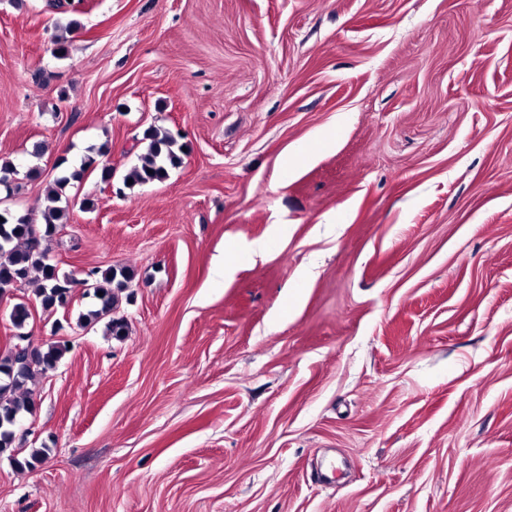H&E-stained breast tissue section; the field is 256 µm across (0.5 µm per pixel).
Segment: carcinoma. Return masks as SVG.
I'll list each match as a JSON object with an SVG mask.
<instances>
[{
  "label": "carcinoma",
  "mask_w": 512,
  "mask_h": 512,
  "mask_svg": "<svg viewBox=\"0 0 512 512\" xmlns=\"http://www.w3.org/2000/svg\"><path fill=\"white\" fill-rule=\"evenodd\" d=\"M149 144L146 152L139 156V165L129 175L139 184L162 182L168 176V167L176 165L180 157L174 151L176 141L167 132L152 131L146 134ZM109 152V143L89 148L81 162L80 169L70 175L56 178L48 189L47 198L53 205L43 213V223L34 225L27 214H17L0 210V295L30 282L31 274L38 272L40 278L35 289V302L45 312L66 308V292L75 279L60 272L57 265L46 259L45 243L49 242L67 223L68 212L56 206L61 200L62 190L72 179L80 178L85 172L98 167V159ZM90 287L84 296L93 300L94 309L88 318L99 320L108 318V329L114 336H120L126 329L124 317L113 316L116 309L118 291L127 286L131 274L123 269H92L87 273ZM12 323L18 330L25 328L31 316L29 303L20 301L13 305ZM68 346L54 342L44 348L28 346L21 352L8 349L0 357V454H9L19 469L30 468L37 455L29 459L15 457L13 444L15 429L24 415L33 412L31 392L28 382L36 375L56 368Z\"/></svg>",
  "instance_id": "carcinoma-1"
}]
</instances>
